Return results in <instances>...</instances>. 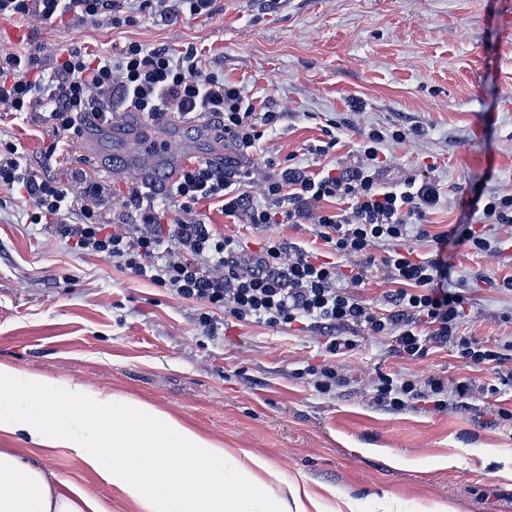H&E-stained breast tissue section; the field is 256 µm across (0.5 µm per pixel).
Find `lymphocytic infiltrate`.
<instances>
[{
  "label": "lymphocytic infiltrate",
  "instance_id": "1",
  "mask_svg": "<svg viewBox=\"0 0 512 512\" xmlns=\"http://www.w3.org/2000/svg\"><path fill=\"white\" fill-rule=\"evenodd\" d=\"M126 0H0V18H16L29 28L72 16L85 21L108 18L113 27L135 17L154 19L181 10L190 17L209 13L212 0H137L128 14ZM51 59V70L42 62ZM0 108L32 115L50 133L45 156L70 151L79 123L93 113L112 120L120 111L137 112L160 122L171 117L214 122L230 148L222 162L187 165L169 196L130 185L112 221H103L108 194L104 181L85 172L59 181L38 176L19 143L0 139V192L19 194L32 203L28 223L83 255L111 259L125 273L166 290L171 297L196 303L197 323L207 336L224 333L225 318L287 330L304 324L328 330L321 364L299 370L316 392L327 395L350 384L340 357L360 339H388L395 356L421 359L436 349H452L466 365L491 366L500 383L512 384L504 344L479 343L462 327L470 303L464 290L448 286L443 249L448 233L428 234L420 223L440 200L428 176L384 181L381 147L403 142L401 129L358 131V147L349 164L328 167L320 159L340 142L307 145L314 165L267 159L263 166L247 157L281 113L258 110L241 86L208 72L197 48L150 47L131 42L115 53L92 54L69 44H31L13 52L0 48ZM220 205L225 217L251 229L273 224H309L318 248L309 250L284 237L249 250L239 236L218 232L198 205ZM431 238L432 253L421 254L405 240L410 227ZM392 287L383 303L361 299L375 273ZM463 378L378 374L376 402L399 411L416 402L442 412L454 399L472 395Z\"/></svg>",
  "mask_w": 512,
  "mask_h": 512
}]
</instances>
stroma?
<instances>
[{"mask_svg":"<svg viewBox=\"0 0 512 512\" xmlns=\"http://www.w3.org/2000/svg\"><path fill=\"white\" fill-rule=\"evenodd\" d=\"M78 44L97 54L128 42L194 45L208 68L241 85L283 118L252 161L295 155L327 121L354 117L362 130L404 129L386 144L385 180L426 173L440 188L427 216L430 233L457 228L445 255L448 285L470 291L463 327L476 341L512 339V244L476 254L460 234L481 228L461 203L475 194H512V0H213L211 13L170 14L112 28L107 21L47 23L31 30L0 21V47ZM0 137L20 142L36 170L61 180L83 169L113 195L126 193L132 172L112 165V142L86 156L82 144L44 159L45 130L19 118L0 119ZM153 142L188 147L187 162L224 159V143L207 124L155 127ZM27 199L0 207V362L107 393L122 392L182 417L228 448L267 457L287 475L324 487L327 502L349 495L374 512L391 494L406 512H512V425L494 420V398L474 394L442 413L419 403L393 411L375 402L376 373L409 371L448 380L492 381L452 351L416 361L371 339L347 356L350 385L321 395L295 369L320 364L323 335L229 324L213 340L198 326L197 306L117 270L111 260L67 249L27 225ZM206 215L217 231L241 236L257 250L262 236L301 245L311 225L270 226L257 234L227 223L218 205ZM29 461L106 499L112 512H142L102 485L75 456L58 450Z\"/></svg>","mask_w":512,"mask_h":512,"instance_id":"obj_1","label":"stroma"}]
</instances>
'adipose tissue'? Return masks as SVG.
I'll use <instances>...</instances> for the list:
<instances>
[{"mask_svg": "<svg viewBox=\"0 0 512 512\" xmlns=\"http://www.w3.org/2000/svg\"><path fill=\"white\" fill-rule=\"evenodd\" d=\"M0 433L79 458L143 512H361L327 504L266 457L227 448L136 397L0 362ZM0 512H109L108 505L12 449L0 450Z\"/></svg>", "mask_w": 512, "mask_h": 512, "instance_id": "adipose-tissue-1", "label": "adipose tissue"}]
</instances>
